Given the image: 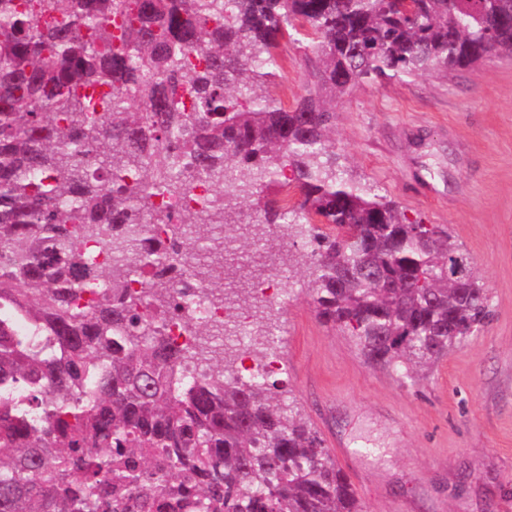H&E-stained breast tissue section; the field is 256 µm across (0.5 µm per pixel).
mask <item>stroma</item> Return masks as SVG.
<instances>
[{"instance_id": "35a3bbf8", "label": "stroma", "mask_w": 512, "mask_h": 512, "mask_svg": "<svg viewBox=\"0 0 512 512\" xmlns=\"http://www.w3.org/2000/svg\"><path fill=\"white\" fill-rule=\"evenodd\" d=\"M279 52L273 93L291 108L306 95L307 43ZM336 144L346 177L377 185L470 256L490 319L402 378L319 320L292 246L282 261L294 282L265 307L281 350L275 392L351 457L366 512H512V56L362 82L336 101Z\"/></svg>"}]
</instances>
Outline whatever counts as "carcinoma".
Instances as JSON below:
<instances>
[{"label": "carcinoma", "instance_id": "cac0c4a2", "mask_svg": "<svg viewBox=\"0 0 512 512\" xmlns=\"http://www.w3.org/2000/svg\"><path fill=\"white\" fill-rule=\"evenodd\" d=\"M295 34L314 91L288 109L271 88ZM503 54L512 0H0V311L42 336L0 314V512H364L267 380L169 342L175 283L250 290L280 271L278 225L318 317L414 378L488 323L489 297L446 231L344 177L336 98ZM201 176L214 217L163 212ZM148 224L166 238L143 250Z\"/></svg>", "mask_w": 512, "mask_h": 512}]
</instances>
